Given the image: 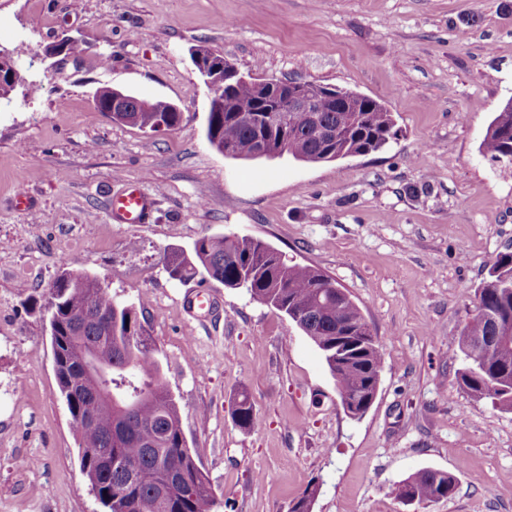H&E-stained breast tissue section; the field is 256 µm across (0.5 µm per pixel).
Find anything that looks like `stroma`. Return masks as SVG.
<instances>
[{"instance_id": "1", "label": "stroma", "mask_w": 512, "mask_h": 512, "mask_svg": "<svg viewBox=\"0 0 512 512\" xmlns=\"http://www.w3.org/2000/svg\"><path fill=\"white\" fill-rule=\"evenodd\" d=\"M64 35L80 54L43 59ZM20 42L27 83L0 109V512H103L43 317L71 267L135 305L217 512H288L312 483L313 512H411L389 489L426 468L457 491L422 512H512V412L457 378L476 291L512 251V165L481 148L512 98V0H0V47ZM199 45L259 80L372 97L398 136L332 162L227 158L206 139ZM103 85L182 120L115 123L94 104ZM127 181L153 197L147 223L110 217ZM228 232L320 268L358 305L383 357L361 419L309 338L246 289L211 283L215 315L188 313L193 285L165 258ZM243 393L248 430L233 417Z\"/></svg>"}]
</instances>
